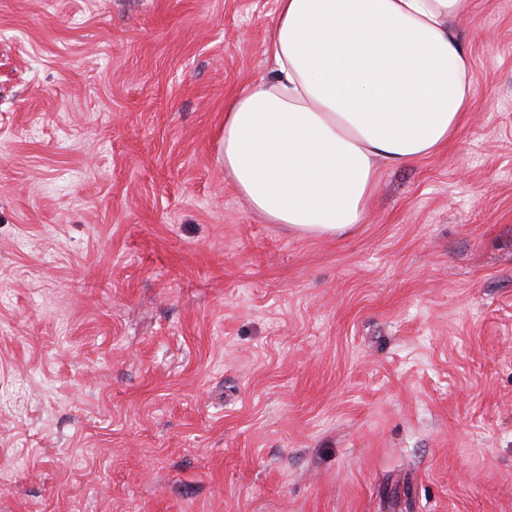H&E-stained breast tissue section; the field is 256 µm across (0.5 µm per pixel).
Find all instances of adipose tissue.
Instances as JSON below:
<instances>
[{
    "mask_svg": "<svg viewBox=\"0 0 512 512\" xmlns=\"http://www.w3.org/2000/svg\"><path fill=\"white\" fill-rule=\"evenodd\" d=\"M274 74L224 109V172L270 223L340 235L362 223L380 164L453 138L471 61L451 21L473 0H277Z\"/></svg>",
    "mask_w": 512,
    "mask_h": 512,
    "instance_id": "1",
    "label": "adipose tissue"
}]
</instances>
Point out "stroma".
<instances>
[{"label": "stroma", "instance_id": "obj_1", "mask_svg": "<svg viewBox=\"0 0 512 512\" xmlns=\"http://www.w3.org/2000/svg\"><path fill=\"white\" fill-rule=\"evenodd\" d=\"M276 9L0 0V512H512V0L336 237L224 174Z\"/></svg>", "mask_w": 512, "mask_h": 512}]
</instances>
